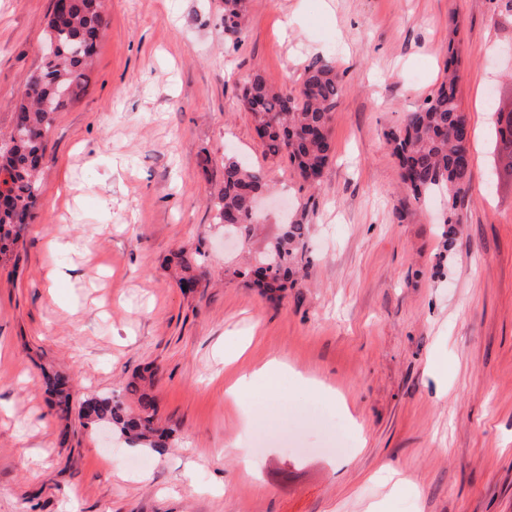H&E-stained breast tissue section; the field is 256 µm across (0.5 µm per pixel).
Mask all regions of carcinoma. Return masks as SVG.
Here are the masks:
<instances>
[{"mask_svg": "<svg viewBox=\"0 0 512 512\" xmlns=\"http://www.w3.org/2000/svg\"><path fill=\"white\" fill-rule=\"evenodd\" d=\"M249 0H224L221 21L228 37L241 34ZM106 17L104 0H69L67 12L50 17L45 40L56 45L55 56L43 59L32 74L23 96L14 106L15 121L9 142L0 145V169L10 173L13 203L0 209V254L12 245L33 219L38 185L37 174L46 152L45 133L53 114L63 112L84 91ZM455 56L448 60V81L442 83L422 105L407 115L403 125L387 134L398 160L401 179L417 200L434 192L448 195V218L443 221V246L451 248L459 233L458 200L468 191L472 178L469 153L470 129L456 96ZM342 86V77L332 61L317 59L304 70L297 88L276 90L262 75L251 76L243 88L242 102L253 114L255 130L272 156L286 154L307 183L320 182L332 152L331 112ZM497 115L496 136L503 143L512 165V107L502 118L501 99L489 97ZM267 188L261 171L232 157L224 161L223 186L211 200L219 224H235L250 234L255 224L254 193ZM309 225L294 222L260 257L268 268L249 265L235 274L249 278L265 292L285 287L302 265L300 245ZM138 413L107 395L84 400L81 417L89 424L109 423L133 445L159 451L167 447V436L154 428L153 399L143 392Z\"/></svg>", "mask_w": 512, "mask_h": 512, "instance_id": "cac0c4a2", "label": "carcinoma"}]
</instances>
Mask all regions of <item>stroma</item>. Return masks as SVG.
<instances>
[{
	"mask_svg": "<svg viewBox=\"0 0 512 512\" xmlns=\"http://www.w3.org/2000/svg\"><path fill=\"white\" fill-rule=\"evenodd\" d=\"M52 7L0 0V140ZM222 9L106 0L87 87L47 134L35 218L0 256V512H512V175L485 104L512 94V17L497 0H249L232 39ZM453 53L472 181L446 253L445 195L402 187L386 134ZM319 58L343 88L312 188L266 155L241 94L256 73L296 87ZM228 157L288 203L246 238L210 208ZM294 220L310 232L292 287L269 297L232 277ZM182 250L200 254L191 291L173 278ZM56 268L65 278L49 279ZM438 354L444 381L427 369ZM274 356L288 363L276 394L225 398ZM140 375L171 433L160 454L81 417L90 395L136 408L126 387Z\"/></svg>",
	"mask_w": 512,
	"mask_h": 512,
	"instance_id": "1",
	"label": "stroma"
}]
</instances>
